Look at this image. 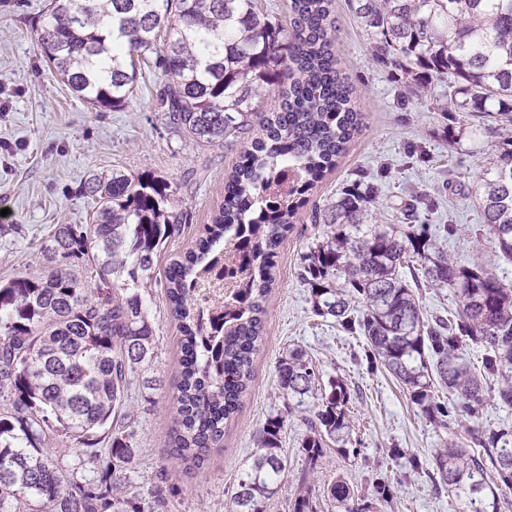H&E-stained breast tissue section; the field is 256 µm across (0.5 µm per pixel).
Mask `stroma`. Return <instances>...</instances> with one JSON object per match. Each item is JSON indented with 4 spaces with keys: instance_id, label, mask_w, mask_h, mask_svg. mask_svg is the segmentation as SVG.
I'll return each mask as SVG.
<instances>
[{
    "instance_id": "1",
    "label": "stroma",
    "mask_w": 512,
    "mask_h": 512,
    "mask_svg": "<svg viewBox=\"0 0 512 512\" xmlns=\"http://www.w3.org/2000/svg\"><path fill=\"white\" fill-rule=\"evenodd\" d=\"M47 0H0V225L17 232L0 236V284L39 267L37 246L58 224H87L93 202L79 191L89 172L129 177L151 175L171 184L187 215L182 233L163 245L144 298L154 330V354L138 369L128 392L139 451L127 491L141 498L163 495L169 512H229L246 460L255 453L266 420L283 413L278 361L288 348L306 350L323 377H338L350 391L349 433L329 444L313 475L317 512H338L324 486L344 475L356 493L373 483L391 486L390 502L372 512H461L447 488L434 487L426 468L443 431L430 424L408 394L383 368L365 358L363 336L345 332L333 319L312 311L311 290L301 278L303 257L321 241L325 224L315 218L347 186L380 176V205L386 214L436 197L432 227L453 223V236L439 237L461 265L479 264L512 284V262L491 242H476L480 225L473 205L476 175L499 145L477 126H461L438 108L440 87L407 94L401 72L374 57L348 0H335L339 66L354 90L362 124L331 170L306 194L280 246L276 282L266 301L263 342L254 362L250 393L225 428L224 444L204 467L185 473L168 456L172 426L169 404L176 393L180 331L165 296V270L192 248L224 202V181L240 163L243 143L218 145L188 139L169 124L158 103L165 77L153 61L139 65L134 92L119 110L92 107L47 70L32 26ZM157 377L162 387H143ZM313 404L288 419L281 446L290 470L268 512H292L305 462L300 442ZM403 449L404 458L391 456ZM417 458L421 469L410 468Z\"/></svg>"
}]
</instances>
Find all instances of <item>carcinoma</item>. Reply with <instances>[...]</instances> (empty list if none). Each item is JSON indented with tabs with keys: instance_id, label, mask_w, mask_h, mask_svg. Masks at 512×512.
Segmentation results:
<instances>
[{
	"instance_id": "carcinoma-1",
	"label": "carcinoma",
	"mask_w": 512,
	"mask_h": 512,
	"mask_svg": "<svg viewBox=\"0 0 512 512\" xmlns=\"http://www.w3.org/2000/svg\"><path fill=\"white\" fill-rule=\"evenodd\" d=\"M333 2L291 0L286 25L256 0H49L33 29L49 69L92 106H125L135 60L154 54L167 76L158 101L171 125L199 143L250 141L206 235L165 272L182 334L169 447L187 472L223 445L224 428L242 407L290 218L362 122L333 51ZM350 2L378 59L424 92L434 79L448 84L439 106L482 120L487 134L503 140L477 176V240L512 260V0ZM281 83L278 109L253 135L262 92ZM81 193L96 202L94 222L55 225L38 247L47 271L0 285V512H166L163 497L119 493L86 474L82 459L104 457L114 473L132 468L127 392L131 374L154 353L140 290L186 215L172 186L151 176L92 174ZM378 197L377 185L362 181L326 209V238L303 257L314 313L364 336L366 357L435 426L448 428L453 413L435 398L437 384L469 418L490 401L512 408V286L449 259L413 207L397 217L399 228L379 222ZM226 253L224 267L243 278L206 313L199 288ZM413 257L420 268L408 280L403 268ZM76 267L94 275L82 279ZM427 286L454 292L452 317H424L418 289ZM465 338L482 351V369L459 353ZM278 375L286 414L265 422L230 512H267L288 471L282 432L308 398L317 404L301 441L303 495L293 512H315L311 474L326 440L348 427L347 385L323 381L305 350H285ZM488 376L497 382L490 392ZM467 433L436 449L430 474L463 498V512H501L493 476L512 489V427ZM55 439L76 449L73 461L53 456ZM328 494L345 512H369L364 499L351 504L355 493L342 477Z\"/></svg>"
}]
</instances>
